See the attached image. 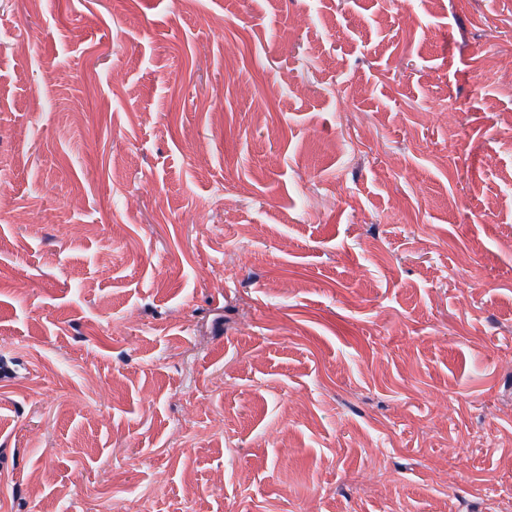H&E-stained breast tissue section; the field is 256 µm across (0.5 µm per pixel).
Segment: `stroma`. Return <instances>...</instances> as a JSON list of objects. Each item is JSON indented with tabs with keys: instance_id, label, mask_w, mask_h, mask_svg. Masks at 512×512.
I'll return each mask as SVG.
<instances>
[{
	"instance_id": "stroma-1",
	"label": "stroma",
	"mask_w": 512,
	"mask_h": 512,
	"mask_svg": "<svg viewBox=\"0 0 512 512\" xmlns=\"http://www.w3.org/2000/svg\"><path fill=\"white\" fill-rule=\"evenodd\" d=\"M502 490L512 0H0V512Z\"/></svg>"
}]
</instances>
